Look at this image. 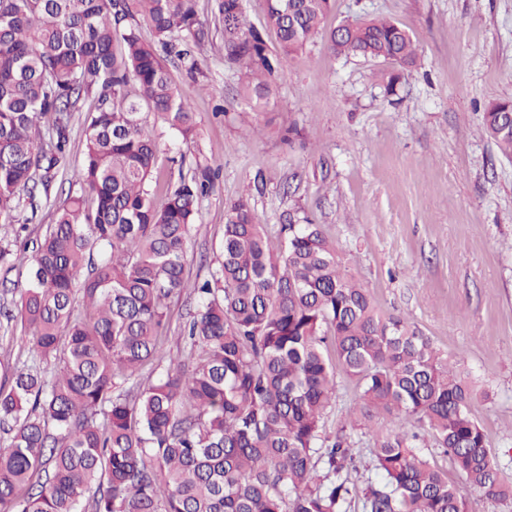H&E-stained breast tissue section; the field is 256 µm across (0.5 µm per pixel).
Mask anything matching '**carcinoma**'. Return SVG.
<instances>
[{
	"label": "carcinoma",
	"instance_id": "1",
	"mask_svg": "<svg viewBox=\"0 0 512 512\" xmlns=\"http://www.w3.org/2000/svg\"><path fill=\"white\" fill-rule=\"evenodd\" d=\"M331 0H267L265 26L289 57L317 36L337 56L388 65L393 93L415 64L399 24L345 22L321 34ZM222 57L243 67L253 109L274 93L280 59L219 0ZM146 24L154 43L142 40ZM209 40L197 0H0V239L36 213L66 163L74 113L91 97L85 152L55 224L36 245L17 317L29 361L0 375V512H470V492L512 501L474 391L430 337L381 312L321 225L296 214L270 245L249 199L228 205L222 260L187 285L185 256L205 167L157 207L159 150L149 117L184 144L189 95L168 69H196ZM486 135L512 158V99L486 105ZM197 295L183 363L137 391L169 329V304ZM355 380L380 481L358 490L341 430L323 431L336 366ZM432 437L465 485L422 455Z\"/></svg>",
	"mask_w": 512,
	"mask_h": 512
}]
</instances>
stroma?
I'll list each match as a JSON object with an SVG mask.
<instances>
[{"label": "stroma", "mask_w": 512, "mask_h": 512, "mask_svg": "<svg viewBox=\"0 0 512 512\" xmlns=\"http://www.w3.org/2000/svg\"><path fill=\"white\" fill-rule=\"evenodd\" d=\"M372 17L404 26L420 54L392 95L381 62L335 56L320 38L282 60L276 94L258 111L224 65L222 28L197 51V76L174 64L198 122L186 165L213 171L186 274L217 266L230 202L249 198L275 244L283 215L304 210L382 311L461 361L476 391L471 414L512 481V161L480 131L488 102L512 98V0H333L324 25ZM84 144L79 112L48 201L21 212L27 229L10 246L20 269L54 223ZM193 305L185 295L171 303L161 367L181 358ZM361 406L359 387L338 375L326 433Z\"/></svg>", "instance_id": "1"}]
</instances>
